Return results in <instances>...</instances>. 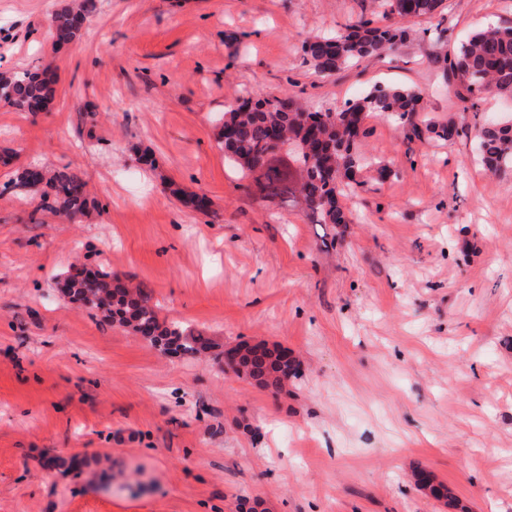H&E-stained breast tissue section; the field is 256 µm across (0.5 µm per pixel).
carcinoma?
Listing matches in <instances>:
<instances>
[{"label": "carcinoma", "mask_w": 512, "mask_h": 512, "mask_svg": "<svg viewBox=\"0 0 512 512\" xmlns=\"http://www.w3.org/2000/svg\"><path fill=\"white\" fill-rule=\"evenodd\" d=\"M444 0H381L391 24L376 25L359 17L333 34L304 41V60L321 76H330L365 58H387L400 51L411 31L400 21L429 18ZM96 0H76L55 14L57 40L71 42L81 35ZM450 70L460 85L473 95L512 91V26L490 25L472 33L453 58L435 57ZM51 66L0 73V101L21 111L37 114L46 109L55 93ZM422 93L404 86H376L362 97L338 108L293 105L277 97H248L224 112V131L219 139L224 155L245 175H254V187L268 201H292L314 224L340 228L350 220L339 202L342 184L357 182L369 165L357 150L365 136L363 121L370 113L395 119L420 138L451 141L459 136L458 125L421 117ZM480 161L491 173L512 168V125L487 121L473 113ZM18 183L40 192L42 209L55 211L70 221L81 218L89 204L87 183L76 172L64 169L53 174L42 168L24 167ZM71 302L90 305L103 321L123 324L150 343L196 358L213 347L200 331L160 318L159 308L139 288H132L99 266L93 277L72 275L60 283ZM250 376L275 390L284 386L285 374L278 354L265 351L244 363Z\"/></svg>", "instance_id": "carcinoma-1"}]
</instances>
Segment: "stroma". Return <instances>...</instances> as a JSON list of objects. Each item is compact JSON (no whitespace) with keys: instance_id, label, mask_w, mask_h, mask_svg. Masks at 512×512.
<instances>
[{"instance_id":"1","label":"stroma","mask_w":512,"mask_h":512,"mask_svg":"<svg viewBox=\"0 0 512 512\" xmlns=\"http://www.w3.org/2000/svg\"><path fill=\"white\" fill-rule=\"evenodd\" d=\"M62 3L0 0V72L57 65L47 111L0 104V512H512V171L486 172L474 136L409 140L370 114L326 249L218 137L248 94L339 107L392 84L435 120L469 115L434 58L512 25V0H445L394 59L331 76L303 42L371 0H97L59 43ZM31 164L77 171L89 213L38 210L13 181ZM78 261L213 348L172 355L72 304L58 279ZM254 346L295 358L281 391L222 370Z\"/></svg>"}]
</instances>
